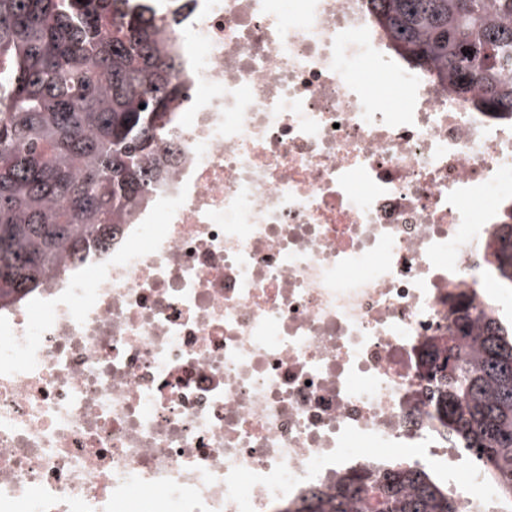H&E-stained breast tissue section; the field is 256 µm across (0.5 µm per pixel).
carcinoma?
<instances>
[{"mask_svg": "<svg viewBox=\"0 0 512 512\" xmlns=\"http://www.w3.org/2000/svg\"><path fill=\"white\" fill-rule=\"evenodd\" d=\"M408 67L512 116V0H368ZM155 0H0V311L52 287L60 259L122 238L181 146L171 138L182 55ZM144 108H139V105ZM169 139L166 159L158 140ZM504 225L488 263L512 283ZM421 357L430 419L488 471L512 512V321L466 304ZM277 512H459L436 475L396 461L336 478Z\"/></svg>", "mask_w": 512, "mask_h": 512, "instance_id": "1", "label": "carcinoma"}]
</instances>
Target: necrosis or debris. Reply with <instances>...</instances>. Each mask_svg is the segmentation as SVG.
I'll return each instance as SVG.
<instances>
[{
  "label": "necrosis or debris",
  "mask_w": 512,
  "mask_h": 512,
  "mask_svg": "<svg viewBox=\"0 0 512 512\" xmlns=\"http://www.w3.org/2000/svg\"><path fill=\"white\" fill-rule=\"evenodd\" d=\"M178 42L181 160L0 313V512H273L402 448L472 512L418 366L449 295L501 309L512 119L405 68L366 0H191ZM362 68L363 76L360 80L375 94L381 98L388 100L394 107L403 108L405 105V96L401 86L391 75H381L376 77L374 74L369 73L366 70L365 63L362 61L360 64ZM378 81V84L371 87L372 82ZM502 233L497 235L488 263L494 267L501 280L512 283V224H502ZM510 227V233L507 229Z\"/></svg>",
  "instance_id": "necrosis-or-debris-1"
}]
</instances>
